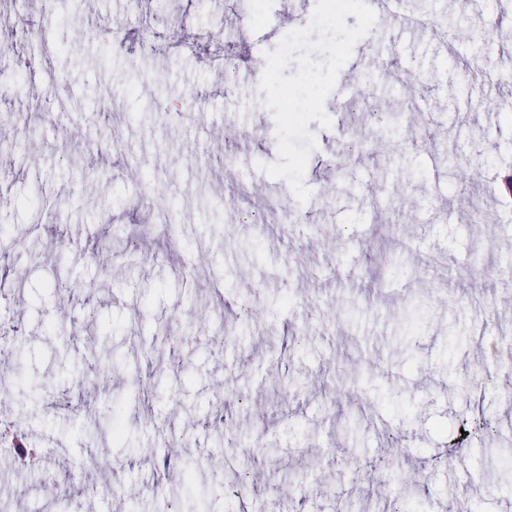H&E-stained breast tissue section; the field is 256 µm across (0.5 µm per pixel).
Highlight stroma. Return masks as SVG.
Here are the masks:
<instances>
[{"label": "stroma", "instance_id": "1", "mask_svg": "<svg viewBox=\"0 0 512 512\" xmlns=\"http://www.w3.org/2000/svg\"><path fill=\"white\" fill-rule=\"evenodd\" d=\"M254 34L242 41L240 0H52L43 25L36 0H0L15 24L0 45V224L16 244L0 250V276L13 283L0 316L14 327L0 338L24 354L22 389L9 412L42 450L36 467L0 469V489L26 483L11 512H172L151 493L136 501L43 491L53 461L86 458L94 484L121 476L151 484L167 416H175L184 456L224 454V478L248 473L247 512H272L304 492L309 512H512V391L481 383L488 327L512 331L511 284L490 277L473 288L468 273L512 255V201L500 176L512 168V78L500 56L512 48V15L468 21L463 0H405L410 13L433 14L455 52L431 62L427 44L395 45L391 26L373 25L355 45L366 72L345 111L325 100L330 127L310 122L316 147L299 203L289 183L263 165L278 161L276 122L250 60H265L288 27L279 0H263ZM241 60L247 92L228 93L224 57ZM402 61L420 79L426 109L391 138L372 108L407 111L403 97L373 86L378 59ZM162 72L164 84L153 81ZM497 77L498 94L473 108L459 93L465 74ZM61 99L67 135L43 138L45 98ZM376 134L359 151L351 135ZM427 133L446 173L432 186L411 141ZM254 197L240 195L241 185ZM381 192L380 223L364 221L371 190ZM452 208L429 224L417 207ZM72 242L46 258L51 239ZM260 317L243 316V299ZM64 333L44 335L52 312ZM122 355L109 388L86 406L82 387L102 350ZM151 369L148 392L134 390L136 367ZM232 378L224 396L216 378ZM352 399H345V392ZM119 413L126 437L110 447L117 471L100 468L89 415ZM485 416L493 443L457 449L463 421ZM233 419L235 435H217ZM262 440L265 453L251 443ZM405 454L387 457L390 446ZM322 449L310 462L308 449ZM447 456L425 491L405 474ZM383 460L387 497L371 500L357 467Z\"/></svg>", "mask_w": 512, "mask_h": 512}]
</instances>
